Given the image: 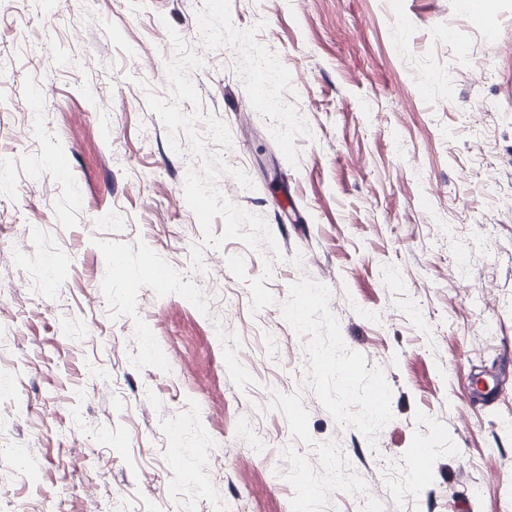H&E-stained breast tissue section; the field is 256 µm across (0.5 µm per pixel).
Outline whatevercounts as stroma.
Segmentation results:
<instances>
[{"mask_svg": "<svg viewBox=\"0 0 512 512\" xmlns=\"http://www.w3.org/2000/svg\"><path fill=\"white\" fill-rule=\"evenodd\" d=\"M488 7L489 30L463 0H0V512H512V381L463 398L512 351V0ZM173 31L202 61L182 111L230 132L217 186L274 237L200 272L201 162L146 97ZM259 52L280 70L249 114ZM306 288L325 303L283 319Z\"/></svg>", "mask_w": 512, "mask_h": 512, "instance_id": "stroma-1", "label": "stroma"}]
</instances>
